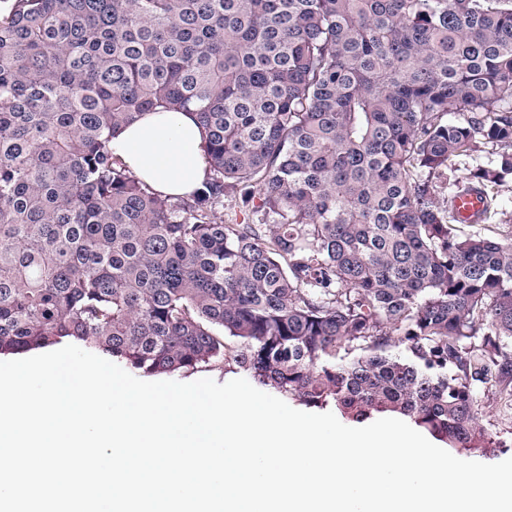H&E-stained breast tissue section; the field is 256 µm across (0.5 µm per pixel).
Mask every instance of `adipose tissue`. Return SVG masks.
I'll return each mask as SVG.
<instances>
[{"mask_svg":"<svg viewBox=\"0 0 512 512\" xmlns=\"http://www.w3.org/2000/svg\"><path fill=\"white\" fill-rule=\"evenodd\" d=\"M110 146L129 171L166 196L192 194L209 174L202 129L185 112L143 113L118 130Z\"/></svg>","mask_w":512,"mask_h":512,"instance_id":"obj_1","label":"adipose tissue"}]
</instances>
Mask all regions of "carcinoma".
I'll return each mask as SVG.
<instances>
[{"label": "carcinoma", "mask_w": 512, "mask_h": 512, "mask_svg": "<svg viewBox=\"0 0 512 512\" xmlns=\"http://www.w3.org/2000/svg\"><path fill=\"white\" fill-rule=\"evenodd\" d=\"M189 112L172 200L109 141ZM486 149L436 198L454 159ZM512 0H15L0 21V352L73 339L144 375L235 364L306 406L488 438L512 384ZM263 216L226 224L224 193ZM273 218L267 223V218ZM403 346L407 355L393 348ZM454 205L460 216L464 219L473 223L480 221L483 203L481 202V195L476 190L456 197Z\"/></svg>", "instance_id": "carcinoma-1"}]
</instances>
